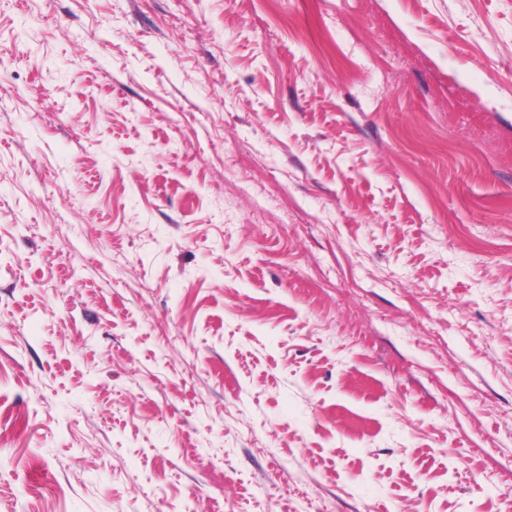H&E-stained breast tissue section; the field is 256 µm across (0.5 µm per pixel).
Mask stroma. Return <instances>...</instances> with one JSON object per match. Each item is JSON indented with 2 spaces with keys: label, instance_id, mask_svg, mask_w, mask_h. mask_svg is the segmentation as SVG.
I'll list each match as a JSON object with an SVG mask.
<instances>
[{
  "label": "stroma",
  "instance_id": "1",
  "mask_svg": "<svg viewBox=\"0 0 512 512\" xmlns=\"http://www.w3.org/2000/svg\"><path fill=\"white\" fill-rule=\"evenodd\" d=\"M0 512H512V0H0Z\"/></svg>",
  "mask_w": 512,
  "mask_h": 512
}]
</instances>
